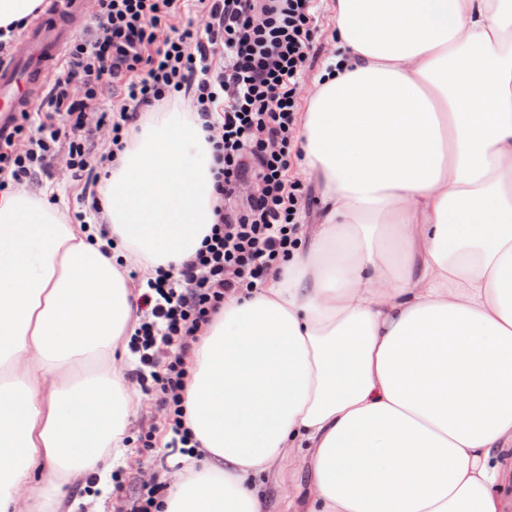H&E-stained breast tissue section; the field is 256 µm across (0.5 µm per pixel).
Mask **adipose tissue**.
I'll list each match as a JSON object with an SVG mask.
<instances>
[{
  "mask_svg": "<svg viewBox=\"0 0 512 512\" xmlns=\"http://www.w3.org/2000/svg\"><path fill=\"white\" fill-rule=\"evenodd\" d=\"M344 52L302 117L323 212L283 276L232 294L187 356L197 444L161 512H512V0H336ZM105 229L0 193V512L121 453L112 367L142 281L216 220L212 147L177 106L124 139ZM267 511H283L284 503L288 502V490L292 495L301 492L305 485V475L297 462L289 463L281 472L276 482H267Z\"/></svg>",
  "mask_w": 512,
  "mask_h": 512,
  "instance_id": "adipose-tissue-1",
  "label": "adipose tissue"
}]
</instances>
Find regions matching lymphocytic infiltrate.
Masks as SVG:
<instances>
[{
  "label": "lymphocytic infiltrate",
  "instance_id": "obj_1",
  "mask_svg": "<svg viewBox=\"0 0 512 512\" xmlns=\"http://www.w3.org/2000/svg\"><path fill=\"white\" fill-rule=\"evenodd\" d=\"M95 25L71 45L36 113L0 135V191L32 180L61 157L84 176L82 199L98 212L97 185L124 128L172 94L196 99L214 153L217 222L195 257L158 268L138 300L130 349L135 377L166 410L170 445L192 439L184 422V356L228 293H251L280 273L301 239L309 190L287 179L300 81L314 40L312 0H198L202 28L180 25L183 0H96ZM221 57L220 71L211 60ZM118 93L117 111L102 109ZM110 132V151L89 146Z\"/></svg>",
  "mask_w": 512,
  "mask_h": 512
}]
</instances>
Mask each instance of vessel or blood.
Returning <instances> with one entry per match:
<instances>
[{"mask_svg":"<svg viewBox=\"0 0 512 512\" xmlns=\"http://www.w3.org/2000/svg\"><path fill=\"white\" fill-rule=\"evenodd\" d=\"M86 0H46L45 10L21 36L22 51L0 62V129L19 113L31 111L72 32L86 24Z\"/></svg>","mask_w":512,"mask_h":512,"instance_id":"b4317fda","label":"vessel or blood"}]
</instances>
